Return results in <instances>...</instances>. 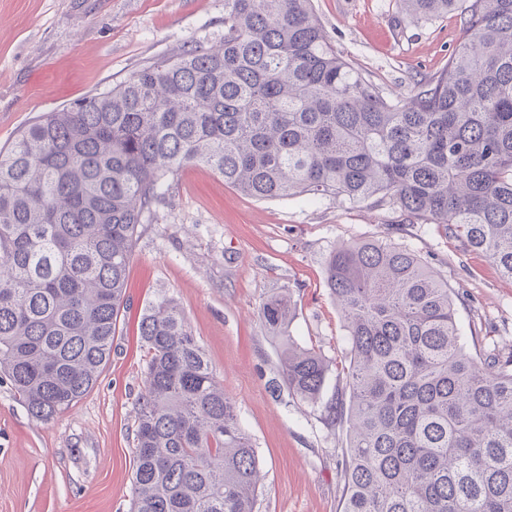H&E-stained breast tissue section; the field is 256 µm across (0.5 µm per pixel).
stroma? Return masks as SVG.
Masks as SVG:
<instances>
[{"mask_svg": "<svg viewBox=\"0 0 512 512\" xmlns=\"http://www.w3.org/2000/svg\"><path fill=\"white\" fill-rule=\"evenodd\" d=\"M312 5L331 44L389 97L440 73L464 38L455 12L417 22L396 0ZM223 35L224 0H0V147L43 113ZM155 211L138 229L127 306L94 388L45 424L0 381V512H130L147 361L139 323L163 294L184 312L256 446L265 474L256 512H342L346 429L273 393L277 345L260 318L268 296L290 294L291 334L334 363L325 398L344 392L345 328L326 285L336 245L382 240L413 250L447 281L466 352L512 355V284L442 226L367 202L259 200L203 165L180 170Z\"/></svg>", "mask_w": 512, "mask_h": 512, "instance_id": "35a3bbf8", "label": "stroma"}]
</instances>
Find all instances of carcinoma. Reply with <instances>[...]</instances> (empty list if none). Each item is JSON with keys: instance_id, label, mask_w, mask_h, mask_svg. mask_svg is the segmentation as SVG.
<instances>
[{"instance_id": "cac0c4a2", "label": "carcinoma", "mask_w": 512, "mask_h": 512, "mask_svg": "<svg viewBox=\"0 0 512 512\" xmlns=\"http://www.w3.org/2000/svg\"><path fill=\"white\" fill-rule=\"evenodd\" d=\"M450 11L466 39L438 75L389 98L343 59L311 0H224L198 44L48 112L0 149V373L49 422L110 358L138 227L185 166L254 198H333L440 224L512 281V0H399ZM326 284L348 342L330 361L260 314L288 394L347 431L342 512H512V355L465 352L439 273L406 247L340 244ZM132 512H255L259 458L176 301L142 315Z\"/></svg>"}]
</instances>
